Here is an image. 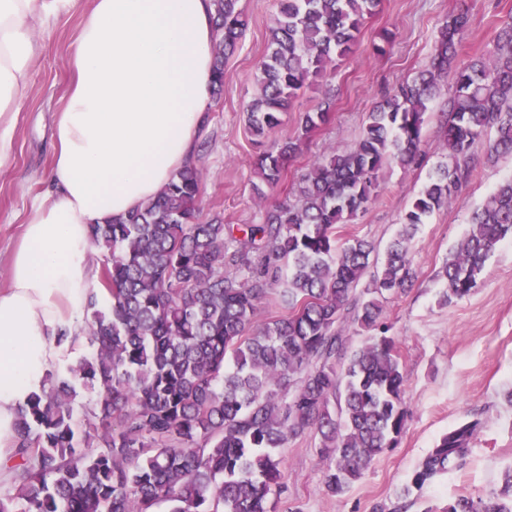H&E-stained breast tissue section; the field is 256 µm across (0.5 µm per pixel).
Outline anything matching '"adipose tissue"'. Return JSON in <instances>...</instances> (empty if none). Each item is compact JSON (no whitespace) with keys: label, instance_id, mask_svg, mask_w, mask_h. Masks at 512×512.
I'll use <instances>...</instances> for the list:
<instances>
[{"label":"adipose tissue","instance_id":"ef3b65f1","mask_svg":"<svg viewBox=\"0 0 512 512\" xmlns=\"http://www.w3.org/2000/svg\"><path fill=\"white\" fill-rule=\"evenodd\" d=\"M81 0H0V164L31 79L34 27ZM55 126L52 194L33 200L0 290V464L16 412L46 369L68 360L57 332H80L92 288L88 227L119 221L156 197L208 123L213 0H92Z\"/></svg>","mask_w":512,"mask_h":512}]
</instances>
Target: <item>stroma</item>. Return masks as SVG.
I'll use <instances>...</instances> for the list:
<instances>
[{
    "label": "stroma",
    "mask_w": 512,
    "mask_h": 512,
    "mask_svg": "<svg viewBox=\"0 0 512 512\" xmlns=\"http://www.w3.org/2000/svg\"><path fill=\"white\" fill-rule=\"evenodd\" d=\"M240 6L248 29L241 49L225 63L224 93L212 98L209 125L198 143L200 216H218L228 224L256 223L275 199L295 193L300 174L317 156L353 147L381 96L426 67L446 17L463 9L471 18L456 60L460 66L491 57L499 30L512 17V0H382L377 14L365 20L355 52L338 63L326 83L301 92L281 125L257 137L248 127L246 107L257 93L256 63L267 47L276 0H240ZM81 22V13L73 12L34 33L41 50L17 115L10 156L0 164V289L9 285L23 215L50 188L53 127L69 90V59ZM384 29L393 32L394 41L385 53H373L372 44ZM452 82V74L442 76L425 115V167L386 168L377 197L349 227L378 249L396 235L429 169L445 159L441 121ZM328 97L335 100L331 122L310 136L277 188L260 190L255 156L294 136L302 114ZM510 178L512 155L488 160L486 143H479L458 200L420 225L410 242L416 278L386 305L390 334L408 374L404 400L409 417L397 447L386 449L362 479L334 496L324 485L327 462L319 454V436L289 443L283 452L288 489L281 496V512H372L377 505L387 512H445L458 495L502 489L512 471V241H504L490 256L469 295L446 305L440 295L443 262L464 237L472 211ZM472 420L480 426L464 467L422 489H408L414 467L436 441Z\"/></svg>",
    "instance_id": "35a3bbf8"
}]
</instances>
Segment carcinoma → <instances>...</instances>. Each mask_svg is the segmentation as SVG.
<instances>
[{
    "label": "carcinoma",
    "instance_id": "cac0c4a2",
    "mask_svg": "<svg viewBox=\"0 0 512 512\" xmlns=\"http://www.w3.org/2000/svg\"><path fill=\"white\" fill-rule=\"evenodd\" d=\"M381 0H277L266 53L256 64L249 105L256 136L277 127L309 78L326 77L353 53ZM213 90L239 48L248 19L239 0H213ZM468 16L439 29L429 65L386 92L368 112L349 151L313 161L294 197L256 224L199 218L196 162L117 224L89 225L100 250L110 304L91 296L83 335L93 348L48 370L17 409L13 462L0 512H279L287 473L282 449L320 435L330 460L326 490L345 493L386 448L398 445L408 410L407 374L384 302L415 278L409 241L417 226L457 200L474 150L493 130L489 156L512 153V20L494 55L454 73L444 123L447 161L433 168L378 257L362 237L339 235L378 196L380 173L424 163L423 127L441 74L461 51ZM327 100L301 117V135L274 143L254 162L269 188L310 133L332 116ZM512 239V179L471 218L443 267L448 304L468 295L486 261ZM375 268L371 283L354 291ZM281 296L287 314L255 324L259 305ZM364 336L346 352L345 329ZM97 398L75 406L78 388ZM478 422L442 435L416 466L420 489L465 463ZM446 512H512V473L504 489L465 496Z\"/></svg>",
    "mask_w": 512,
    "mask_h": 512
}]
</instances>
